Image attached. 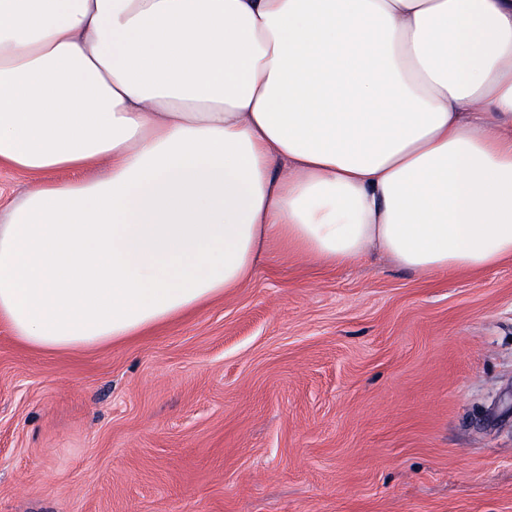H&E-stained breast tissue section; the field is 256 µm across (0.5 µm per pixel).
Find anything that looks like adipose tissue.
<instances>
[{"mask_svg":"<svg viewBox=\"0 0 512 512\" xmlns=\"http://www.w3.org/2000/svg\"><path fill=\"white\" fill-rule=\"evenodd\" d=\"M1 164L40 178L0 224V323L34 349L142 335L274 252L485 271L512 0H0Z\"/></svg>","mask_w":512,"mask_h":512,"instance_id":"adipose-tissue-1","label":"adipose tissue"}]
</instances>
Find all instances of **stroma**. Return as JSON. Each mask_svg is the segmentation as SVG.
I'll use <instances>...</instances> for the list:
<instances>
[{
	"label": "stroma",
	"instance_id": "stroma-1",
	"mask_svg": "<svg viewBox=\"0 0 512 512\" xmlns=\"http://www.w3.org/2000/svg\"><path fill=\"white\" fill-rule=\"evenodd\" d=\"M0 512H512V260L276 254L71 352L1 323Z\"/></svg>",
	"mask_w": 512,
	"mask_h": 512
}]
</instances>
